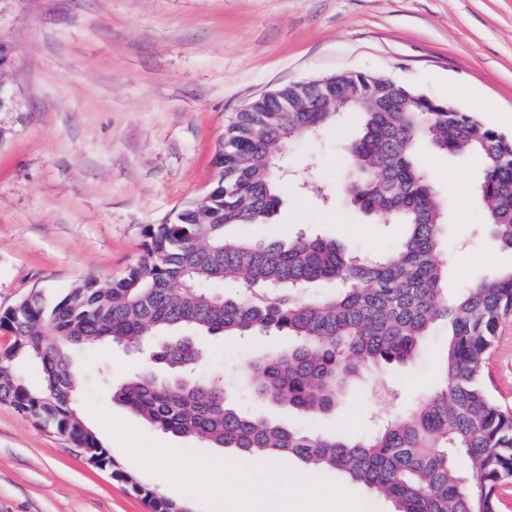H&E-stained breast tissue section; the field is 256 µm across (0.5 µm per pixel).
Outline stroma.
<instances>
[{
    "label": "stroma",
    "mask_w": 512,
    "mask_h": 512,
    "mask_svg": "<svg viewBox=\"0 0 512 512\" xmlns=\"http://www.w3.org/2000/svg\"><path fill=\"white\" fill-rule=\"evenodd\" d=\"M0 40L13 64L0 112V311L30 294L53 301L75 282L122 276L144 254V229L173 221L204 197L224 129L279 87L346 71L382 74L477 115L512 137V0H0ZM360 133L344 115L287 153L281 204L266 240L332 238L364 257L392 250L403 228L344 199L340 147ZM447 201L450 289L512 267L486 230L475 158L420 157ZM490 364L495 394L512 405V316ZM208 369L235 377L242 363L287 347L284 336L205 340ZM447 329L435 326L416 357L373 371L318 418L256 400L245 410L310 432L368 433L436 387ZM82 414L137 480L191 512L214 448L163 433L113 402L98 383L140 367L115 346L75 355ZM347 512H393L392 503L337 471L321 474ZM0 512H151L110 471L86 463L56 430L0 404Z\"/></svg>",
    "instance_id": "35a3bbf8"
}]
</instances>
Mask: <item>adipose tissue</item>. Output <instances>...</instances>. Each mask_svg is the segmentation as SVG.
Segmentation results:
<instances>
[{"mask_svg": "<svg viewBox=\"0 0 512 512\" xmlns=\"http://www.w3.org/2000/svg\"><path fill=\"white\" fill-rule=\"evenodd\" d=\"M209 480L198 488L199 495L211 500L217 512H312L309 487L316 485L318 474L298 471L287 474L275 467L270 471L273 493L252 490L245 477L224 459H210Z\"/></svg>", "mask_w": 512, "mask_h": 512, "instance_id": "1", "label": "adipose tissue"}]
</instances>
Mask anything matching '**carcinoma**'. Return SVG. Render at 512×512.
Listing matches in <instances>:
<instances>
[{
  "mask_svg": "<svg viewBox=\"0 0 512 512\" xmlns=\"http://www.w3.org/2000/svg\"><path fill=\"white\" fill-rule=\"evenodd\" d=\"M349 111L363 118L361 137L347 146L359 172L351 202L402 225L400 243L366 259L321 236L285 243L232 233L277 212L283 150ZM424 145L480 162L488 230L512 251V138L381 74H338L323 93L283 86L237 113L215 154L210 194L174 221L147 226L145 255L125 274L77 282L51 304L35 293L0 313V329L12 336L0 351V403L66 436L153 512H185V503L125 471L79 408L74 350L122 346L159 356L169 376L142 370L100 381L114 402L165 433L246 457L342 472L391 499L395 512H498L500 491L512 484V407L499 402L485 367L501 322L512 315V267L448 293V213L420 164ZM216 215L224 223H213ZM223 280L240 290L205 288ZM320 281L335 283L336 292L308 294ZM438 323L448 328L439 385L361 437L312 434L239 410L227 399L224 376L194 375L205 351L168 335L192 329L291 338L288 349L242 367L240 375L258 398L310 417L329 412L366 372L413 359ZM28 365L41 372L37 387L24 376ZM460 456L468 459L465 470L456 465Z\"/></svg>",
  "mask_w": 512,
  "mask_h": 512,
  "instance_id": "carcinoma-1",
  "label": "carcinoma"
}]
</instances>
